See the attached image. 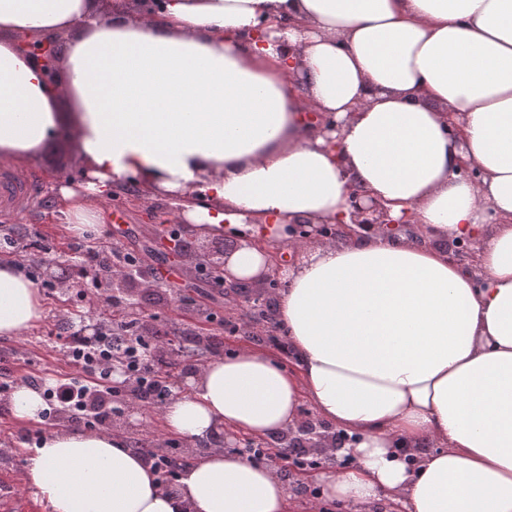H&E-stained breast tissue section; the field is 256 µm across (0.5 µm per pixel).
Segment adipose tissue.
I'll list each match as a JSON object with an SVG mask.
<instances>
[{
    "label": "adipose tissue",
    "instance_id": "ef3b65f1",
    "mask_svg": "<svg viewBox=\"0 0 512 512\" xmlns=\"http://www.w3.org/2000/svg\"><path fill=\"white\" fill-rule=\"evenodd\" d=\"M23 37L59 44L56 87ZM61 129L89 175L56 193L76 236L132 179L177 196L199 241L247 231L235 281L270 271L293 220L350 221L355 187L415 231L304 244L275 291L293 369L245 345L165 404L199 448L177 490L117 433L45 434L22 484L46 512H288L275 468L210 442L288 431L306 404L352 438L322 497L512 512V0H0V162L26 171ZM445 236L478 240L473 269L430 245ZM19 267L0 260L1 336L44 314Z\"/></svg>",
    "mask_w": 512,
    "mask_h": 512
}]
</instances>
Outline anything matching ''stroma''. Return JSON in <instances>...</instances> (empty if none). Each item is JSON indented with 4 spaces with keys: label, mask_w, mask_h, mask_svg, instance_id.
Here are the masks:
<instances>
[{
    "label": "stroma",
    "mask_w": 512,
    "mask_h": 512,
    "mask_svg": "<svg viewBox=\"0 0 512 512\" xmlns=\"http://www.w3.org/2000/svg\"><path fill=\"white\" fill-rule=\"evenodd\" d=\"M28 174L39 194L27 211L7 217L0 235L31 245L38 278L47 284L42 291L45 316L22 336H0V383L24 382L43 391L71 372L59 352V314L74 312V330L93 335L100 313L112 311L107 302L112 285L105 282L93 288L87 278L76 275L74 266L81 259L76 248L88 245L89 239L72 235L51 215L57 180L83 178V163L72 139L51 136L31 161ZM178 209L176 198L151 194L141 185L133 191L119 190L108 205L107 229L97 242L131 254L142 274L157 281L154 289L134 282L129 285L132 302L151 316V330L182 336L187 343L198 335L214 337L223 355L252 344L251 336L230 331L232 325L248 322L247 307L225 296L223 288L205 276L197 263L177 262L181 299H172L169 283L159 277V264L174 260L170 232H177L186 242L194 240L185 225L175 222ZM62 277L72 283L65 292L52 287ZM41 429V424L18 421L9 401L0 396V500L10 499L14 485L20 484L27 450L38 442Z\"/></svg>",
    "instance_id": "1"
}]
</instances>
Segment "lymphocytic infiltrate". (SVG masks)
Here are the masks:
<instances>
[{
  "mask_svg": "<svg viewBox=\"0 0 512 512\" xmlns=\"http://www.w3.org/2000/svg\"><path fill=\"white\" fill-rule=\"evenodd\" d=\"M117 313L105 321L96 336L74 335L60 351L73 376L61 379L50 389V401L61 405L68 418L84 427L109 425L112 405L132 400L142 406L161 408L171 392L173 372L187 355L184 344L169 336L152 334L135 339L119 332L125 318L120 315V298H113ZM122 369V381L112 378L113 366Z\"/></svg>",
  "mask_w": 512,
  "mask_h": 512,
  "instance_id": "1",
  "label": "lymphocytic infiltrate"
}]
</instances>
